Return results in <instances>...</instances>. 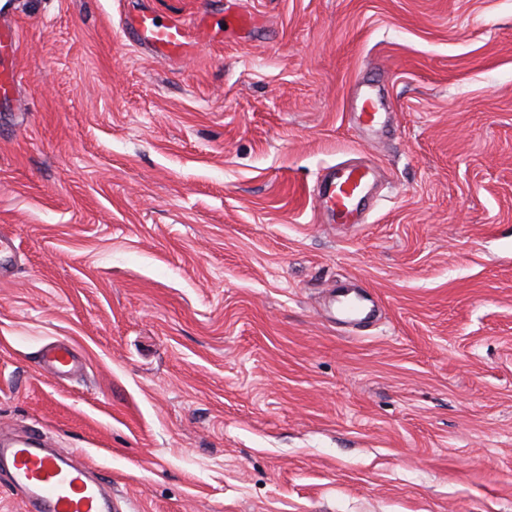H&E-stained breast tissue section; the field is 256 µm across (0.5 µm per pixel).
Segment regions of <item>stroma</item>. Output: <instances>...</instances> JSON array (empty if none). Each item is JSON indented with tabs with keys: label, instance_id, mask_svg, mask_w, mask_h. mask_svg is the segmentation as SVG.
I'll return each instance as SVG.
<instances>
[{
	"label": "stroma",
	"instance_id": "35a3bbf8",
	"mask_svg": "<svg viewBox=\"0 0 512 512\" xmlns=\"http://www.w3.org/2000/svg\"><path fill=\"white\" fill-rule=\"evenodd\" d=\"M252 13L157 59L120 20ZM0 432L119 512H512V0H0ZM380 98L370 136L355 93ZM381 189L330 224L356 155ZM358 280L381 320L330 321ZM67 340L81 370L54 378ZM18 31L4 23L0 25V100L14 95L16 87L23 81L24 74L13 67L1 64L4 58L13 56L18 47ZM377 177V168L371 164H341L323 171L316 191L333 223L361 224L360 215Z\"/></svg>",
	"mask_w": 512,
	"mask_h": 512
}]
</instances>
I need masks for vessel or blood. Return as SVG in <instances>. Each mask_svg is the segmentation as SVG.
<instances>
[{
    "label": "vessel or blood",
    "instance_id": "1",
    "mask_svg": "<svg viewBox=\"0 0 512 512\" xmlns=\"http://www.w3.org/2000/svg\"><path fill=\"white\" fill-rule=\"evenodd\" d=\"M122 32L135 46L159 59L188 55L193 44L187 22L159 20L157 12L141 7L126 12ZM19 34L9 25H0V100L13 96L24 75L4 66L13 56ZM378 171L371 164H341L323 171L316 182L320 204L333 222L356 224L376 183ZM333 303L342 322L363 323L372 319L380 302L366 289H335ZM43 361L60 378L73 374L78 358L73 347L59 342L45 352ZM62 449L42 448L35 436L9 442L0 441V479L20 490L28 512H112V497L91 475L84 463H68Z\"/></svg>",
    "mask_w": 512,
    "mask_h": 512
}]
</instances>
